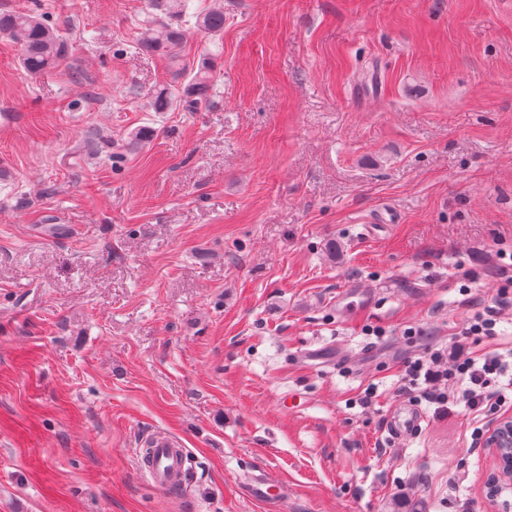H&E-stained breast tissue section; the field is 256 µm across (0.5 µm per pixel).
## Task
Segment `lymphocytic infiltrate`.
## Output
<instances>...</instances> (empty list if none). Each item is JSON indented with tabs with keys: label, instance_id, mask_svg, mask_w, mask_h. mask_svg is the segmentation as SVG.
I'll return each instance as SVG.
<instances>
[{
	"label": "lymphocytic infiltrate",
	"instance_id": "f902f5d3",
	"mask_svg": "<svg viewBox=\"0 0 512 512\" xmlns=\"http://www.w3.org/2000/svg\"><path fill=\"white\" fill-rule=\"evenodd\" d=\"M512 307V290L502 289L493 305L476 312L455 333L447 350L434 349L403 365V379L418 387L430 403L456 401L475 419L494 413L506 402L497 385L505 369L503 359L493 353L477 354L473 346L480 338L493 336L499 313Z\"/></svg>",
	"mask_w": 512,
	"mask_h": 512
}]
</instances>
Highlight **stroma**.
<instances>
[{"mask_svg": "<svg viewBox=\"0 0 512 512\" xmlns=\"http://www.w3.org/2000/svg\"><path fill=\"white\" fill-rule=\"evenodd\" d=\"M219 5L172 59L148 0H0L65 38L32 75L0 36V512H494L486 421L398 374L512 265V0ZM203 63L206 106L153 110ZM159 432L182 490L141 472ZM149 23L138 46L145 51L173 57L181 44L182 34L180 30L172 24L160 23L156 17ZM421 420V415L414 406L401 404L394 411L390 434L396 439L412 435L419 430ZM248 492L253 497L272 501L282 499L287 494L283 487L269 482L264 473H260L252 479Z\"/></svg>", "mask_w": 512, "mask_h": 512, "instance_id": "1", "label": "stroma"}]
</instances>
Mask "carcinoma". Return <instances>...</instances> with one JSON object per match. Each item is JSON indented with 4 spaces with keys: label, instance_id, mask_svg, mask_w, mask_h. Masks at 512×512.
Wrapping results in <instances>:
<instances>
[{
    "label": "carcinoma",
    "instance_id": "obj_1",
    "mask_svg": "<svg viewBox=\"0 0 512 512\" xmlns=\"http://www.w3.org/2000/svg\"><path fill=\"white\" fill-rule=\"evenodd\" d=\"M197 25L211 34L224 31V9L216 8L195 15ZM0 35L20 45L21 66L31 74H40L55 67L64 55V42L58 29L44 14L36 12H0ZM182 34L169 23L152 19L138 46L149 52L172 56L180 46ZM207 67L194 74L183 90L189 106L196 108L209 98Z\"/></svg>",
    "mask_w": 512,
    "mask_h": 512
}]
</instances>
